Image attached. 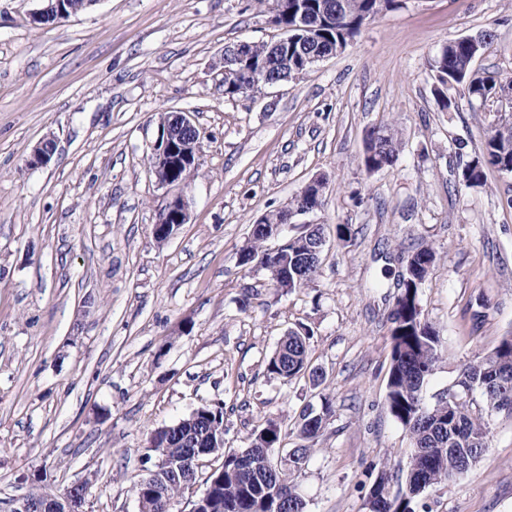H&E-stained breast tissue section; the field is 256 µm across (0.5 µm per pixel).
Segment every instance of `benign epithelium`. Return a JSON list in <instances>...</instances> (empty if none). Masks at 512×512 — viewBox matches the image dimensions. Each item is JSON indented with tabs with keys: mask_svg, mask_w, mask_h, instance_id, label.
Masks as SVG:
<instances>
[{
	"mask_svg": "<svg viewBox=\"0 0 512 512\" xmlns=\"http://www.w3.org/2000/svg\"><path fill=\"white\" fill-rule=\"evenodd\" d=\"M42 6L31 15L33 23H38L46 15L52 14L56 21L60 22L69 18L60 7V0H40ZM294 39L289 29L278 27L277 38L271 40V48L280 55L288 56V43ZM250 43L240 41L236 44L224 47V58L235 60H247L250 56ZM55 141L52 138H45L34 149L28 164L33 167L47 165L54 154ZM152 163L151 171L157 182L170 190L171 196L163 209V216L157 224L153 225V237L163 240L171 238L178 228L187 223L188 202L185 194L187 184L171 182L170 173L178 168H198L202 158V138L195 139L182 144L173 138V133L166 130L159 133V137L151 148ZM323 193L319 192L301 208H284L278 211L277 221L265 226L267 238L278 237L281 227L291 223L297 215L313 213L321 208L320 201ZM88 487L83 483L73 484L65 494L52 501H46L39 496H27L12 501L8 512H82L85 503Z\"/></svg>",
	"mask_w": 512,
	"mask_h": 512,
	"instance_id": "benign-epithelium-1",
	"label": "benign epithelium"
}]
</instances>
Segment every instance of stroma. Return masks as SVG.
Returning a JSON list of instances; mask_svg holds the SVG:
<instances>
[{
  "mask_svg": "<svg viewBox=\"0 0 512 512\" xmlns=\"http://www.w3.org/2000/svg\"><path fill=\"white\" fill-rule=\"evenodd\" d=\"M39 6L0 0V512L84 480L83 512H140L155 429L220 400L225 452L271 421L293 448L300 410L324 395L334 415L294 482L306 512H367L374 468L405 476L413 451L385 404L407 255L436 253L419 290L443 344L428 404L512 333V176L491 168L465 188L457 155L512 113L465 97L440 111L429 69L448 42L491 30L476 65L512 76V0H398L344 51L255 99L225 97L224 48L275 35L258 0H98L43 28ZM166 112L189 113L203 153L189 219L160 245L170 193L148 157ZM383 124L399 158L370 173L364 138ZM49 135L51 161L29 166ZM319 174L325 202L306 221L326 237L319 274L286 292L240 252L252 224ZM301 328L317 387L266 371ZM426 501L512 512V417H495L476 465Z\"/></svg>",
  "mask_w": 512,
  "mask_h": 512,
  "instance_id": "1",
  "label": "stroma"
}]
</instances>
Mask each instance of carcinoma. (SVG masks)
Returning a JSON list of instances; mask_svg holds the SVG:
<instances>
[{
	"instance_id": "carcinoma-1",
	"label": "carcinoma",
	"mask_w": 512,
	"mask_h": 512,
	"mask_svg": "<svg viewBox=\"0 0 512 512\" xmlns=\"http://www.w3.org/2000/svg\"><path fill=\"white\" fill-rule=\"evenodd\" d=\"M304 4L318 28L313 38L299 37L288 46L290 56L298 63L306 56L346 47L359 34L362 19H375L391 8L394 0H304ZM252 60L255 65L268 63L269 77L279 82L300 74L291 65L286 70L281 68L266 42L254 44ZM429 67L434 79L432 93L442 112L457 108L456 86L461 84L467 87L468 98L482 103L495 99L506 88L512 90V77L473 68V48L464 39L448 43L429 61ZM266 87L253 74H242L243 95L254 97ZM399 152L395 129L384 125L370 130L364 143L366 170L393 166ZM489 168L512 174V133H505L497 125L488 131L480 151L462 161V184L467 188L484 185ZM322 233V225L313 224L305 229L300 241L281 252H271L266 248L265 235L253 230L249 245L242 251V265L260 264L274 282L285 272L301 270L303 276L294 287L307 288L314 283L321 260L310 246ZM410 259V267L398 279L389 314L392 351L385 403L410 436L414 451L405 488L383 493L389 474L378 471L369 490L368 512H429L424 502L426 492L475 465L489 447L493 418L501 413L512 416V335L503 337L491 354L467 363L448 395L433 406L425 403L423 389L441 356L442 344L438 331L421 315L418 293L435 261V252L423 247ZM309 340V334L297 331L282 336L267 361V372L286 381L307 372ZM471 394L478 395L480 403L468 399ZM333 414L326 396L319 410L308 407L301 412L298 432L305 444L288 451V464L280 467L270 482L262 477L267 462L262 448L266 443H279L280 429L264 428L255 434L250 441L251 460L244 463L235 453L224 454V403L197 408L153 438L156 447L168 451L171 469L164 473L149 469L136 482L135 493L143 497L142 512H172L171 500L178 497L183 481L196 478L198 469L193 459L202 453L224 457L206 478L210 512H274L278 495L275 486L296 491L291 474L306 461L311 443L320 435V423Z\"/></svg>"
}]
</instances>
